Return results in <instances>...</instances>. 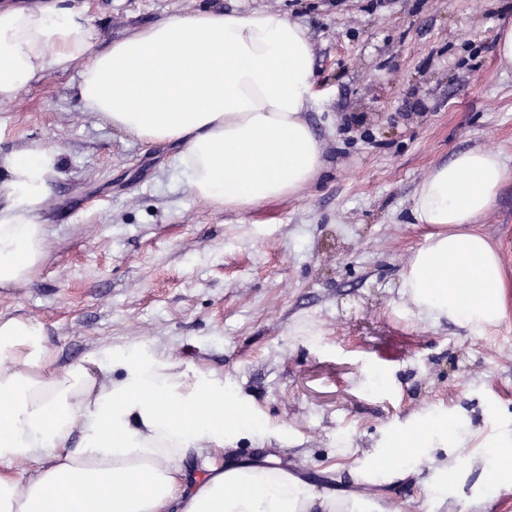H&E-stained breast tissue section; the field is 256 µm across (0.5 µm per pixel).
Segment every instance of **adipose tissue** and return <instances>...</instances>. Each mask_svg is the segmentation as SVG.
<instances>
[{"label": "adipose tissue", "mask_w": 512, "mask_h": 512, "mask_svg": "<svg viewBox=\"0 0 512 512\" xmlns=\"http://www.w3.org/2000/svg\"><path fill=\"white\" fill-rule=\"evenodd\" d=\"M80 63L82 107L145 144L174 148L191 192L217 210L298 194L325 166L305 118L314 53L305 27L256 10L170 17L95 50L80 8L0 9V101L42 73ZM0 288L34 281L46 258L39 216L60 174L49 145L0 155ZM498 153L471 149L417 186L412 215L423 245L399 276L405 310L476 332L505 316L508 282L479 230L511 176ZM414 433L359 461L357 478L385 485L436 463L434 489L459 478L512 486V444L466 455L457 421L422 412ZM224 383L189 377L169 359L109 347L58 365L42 325L0 317V512H370L369 499L318 491L277 460H225L226 436L256 429ZM205 458V475L183 467Z\"/></svg>", "instance_id": "obj_1"}]
</instances>
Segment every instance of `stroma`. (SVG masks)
Wrapping results in <instances>:
<instances>
[{"label":"stroma","mask_w":512,"mask_h":512,"mask_svg":"<svg viewBox=\"0 0 512 512\" xmlns=\"http://www.w3.org/2000/svg\"><path fill=\"white\" fill-rule=\"evenodd\" d=\"M102 51L127 32L200 9L285 14L309 30L326 167L299 194L239 211L198 199L172 164L83 111L78 67L0 102V154L46 143L61 168L41 219L47 259L0 288V316L43 324L59 364L146 346L189 375L223 379L260 435L233 458L273 455L318 489L379 512H512V488L473 480L441 506L422 477L357 482L355 461L418 411L469 420L468 449L512 432V291L477 333L404 311L401 269L424 242L411 197L433 166L473 148L512 170V67L493 52L512 0H86ZM512 277V178L480 222Z\"/></svg>","instance_id":"obj_1"}]
</instances>
